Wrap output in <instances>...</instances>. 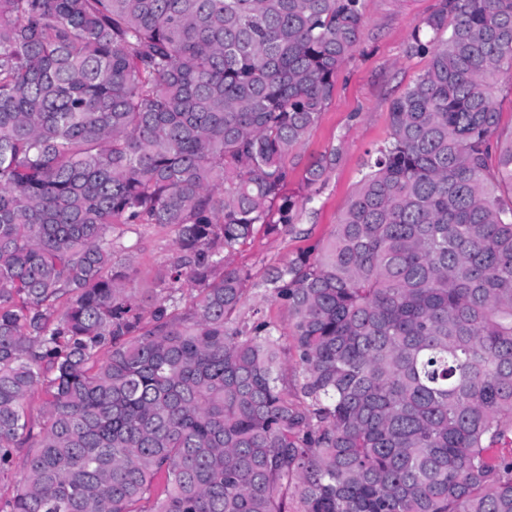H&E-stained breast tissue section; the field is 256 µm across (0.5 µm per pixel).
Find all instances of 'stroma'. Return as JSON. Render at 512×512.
I'll return each instance as SVG.
<instances>
[{"instance_id": "stroma-1", "label": "stroma", "mask_w": 512, "mask_h": 512, "mask_svg": "<svg viewBox=\"0 0 512 512\" xmlns=\"http://www.w3.org/2000/svg\"><path fill=\"white\" fill-rule=\"evenodd\" d=\"M441 2L365 0L360 39L337 75L333 100L295 152L287 193L303 194L304 168L311 158L334 146L340 150L339 158L292 226L278 235L256 227L252 239L235 253V265L252 277L244 313L257 309L268 320L287 325L288 308L272 298L266 283L268 273L299 250L329 240L358 188L367 150L389 134L392 100L427 67V57L411 50V32L436 12ZM174 237L172 228L142 226L136 247L130 253L117 254V261L131 263L137 270L136 294L155 289L163 266L175 252Z\"/></svg>"}]
</instances>
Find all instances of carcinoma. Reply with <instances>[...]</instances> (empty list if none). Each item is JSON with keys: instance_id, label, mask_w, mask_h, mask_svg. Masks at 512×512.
Wrapping results in <instances>:
<instances>
[{"instance_id": "obj_1", "label": "carcinoma", "mask_w": 512, "mask_h": 512, "mask_svg": "<svg viewBox=\"0 0 512 512\" xmlns=\"http://www.w3.org/2000/svg\"><path fill=\"white\" fill-rule=\"evenodd\" d=\"M362 19L363 0H0V472L32 441L0 512H288L290 492L295 512H512V460L488 455L512 435V0H444L413 29L428 67L332 236L269 279L295 394L278 327L239 317L231 257L293 224L289 161ZM148 224L179 255L146 309L112 229ZM496 106L501 112V129L504 136H510L512 132V91L507 85H503L495 98Z\"/></svg>"}]
</instances>
